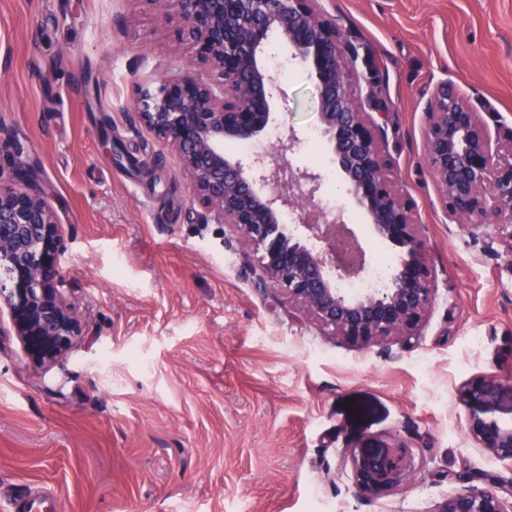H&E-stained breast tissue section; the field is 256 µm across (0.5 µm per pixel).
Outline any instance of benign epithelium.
<instances>
[{
  "label": "benign epithelium",
  "mask_w": 512,
  "mask_h": 512,
  "mask_svg": "<svg viewBox=\"0 0 512 512\" xmlns=\"http://www.w3.org/2000/svg\"><path fill=\"white\" fill-rule=\"evenodd\" d=\"M164 21L177 22L181 41L214 75L160 76L140 87L135 108L142 126L177 156L198 201L238 230L259 253L257 287L271 285L301 315L358 347L405 343L435 300L434 273L414 205L394 189L391 165L381 150L384 127L357 98L351 48L316 0H149ZM316 81L319 132L344 174L352 201L367 216L373 235L399 247L406 259L379 288L351 292L345 282L364 275L366 257L353 231L336 232L340 215L316 206L323 184L315 168L293 156L301 144L291 131L268 150L232 155L224 142H257L273 123L271 103L279 85L268 67L272 35ZM425 159L453 222L472 237L494 228L512 263V129L492 136L479 113L455 86L443 82L427 112ZM292 223H283L284 214ZM64 232L56 212L20 180L0 181V306L24 352L38 364L62 359L82 335L79 319L62 293L60 257ZM483 379L463 391L467 428L476 447L512 464V426L479 414ZM353 479L363 496L396 489L411 470L400 446L380 462L351 457ZM432 512H512V492L471 486Z\"/></svg>",
  "instance_id": "1"
}]
</instances>
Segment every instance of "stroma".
<instances>
[{
    "label": "stroma",
    "instance_id": "1",
    "mask_svg": "<svg viewBox=\"0 0 512 512\" xmlns=\"http://www.w3.org/2000/svg\"><path fill=\"white\" fill-rule=\"evenodd\" d=\"M350 40L358 95L386 103L395 190L415 204L436 298L418 339L350 346L259 289L254 248L193 196L171 152L140 126L138 87L197 71L176 23L150 0H0V136L20 146L0 179L22 178L59 216L63 294L83 334L34 363L0 313V512L31 486L55 512H431L512 465L466 432L465 384L487 376L482 416L512 425V265L505 245L452 223L423 156L441 82L492 133L512 129V0H318ZM280 135L325 176L369 265L403 254L367 218L317 138V90L270 42ZM121 148L103 150L102 135ZM108 360L101 368L100 360ZM404 444L398 490L358 493L349 454Z\"/></svg>",
    "mask_w": 512,
    "mask_h": 512
}]
</instances>
